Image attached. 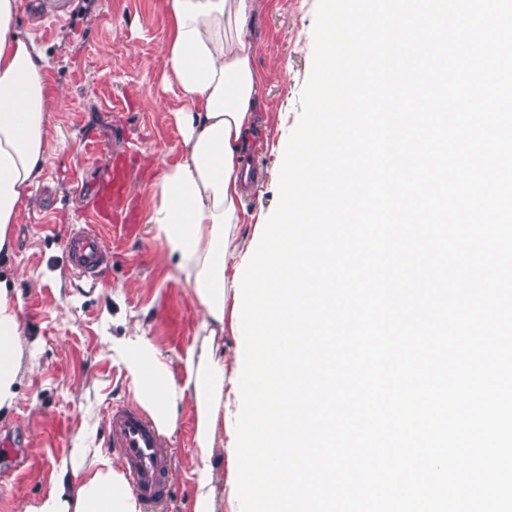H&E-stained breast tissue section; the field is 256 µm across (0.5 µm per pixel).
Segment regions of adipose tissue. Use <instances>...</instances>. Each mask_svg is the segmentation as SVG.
Masks as SVG:
<instances>
[{
    "instance_id": "adipose-tissue-1",
    "label": "adipose tissue",
    "mask_w": 512,
    "mask_h": 512,
    "mask_svg": "<svg viewBox=\"0 0 512 512\" xmlns=\"http://www.w3.org/2000/svg\"><path fill=\"white\" fill-rule=\"evenodd\" d=\"M257 0H159L168 26L162 55L184 106L175 115L185 147L165 168L149 213L178 274L202 311L182 374L133 325L112 344L140 406L161 432H173L180 409L196 422L192 512H219L224 476V309L235 294L227 263L245 251L237 228L244 211L246 154L255 126L261 76L246 35ZM24 0H0V412L13 407L34 353L18 316L10 270L15 224L34 203L47 154L49 112L56 94L52 64L31 34L17 27ZM24 512H143L121 467L99 448L75 444L66 482L28 503Z\"/></svg>"
}]
</instances>
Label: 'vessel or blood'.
Instances as JSON below:
<instances>
[{"mask_svg": "<svg viewBox=\"0 0 512 512\" xmlns=\"http://www.w3.org/2000/svg\"><path fill=\"white\" fill-rule=\"evenodd\" d=\"M131 155L114 156L106 178L97 186L94 220L99 224H133L137 213L132 204ZM73 268L79 276L92 278L110 262V254L89 228L74 232L70 240ZM111 448L120 456L132 490L148 504L159 502L168 492L171 453L153 420L137 405H112L105 419Z\"/></svg>", "mask_w": 512, "mask_h": 512, "instance_id": "1", "label": "vessel or blood"}]
</instances>
